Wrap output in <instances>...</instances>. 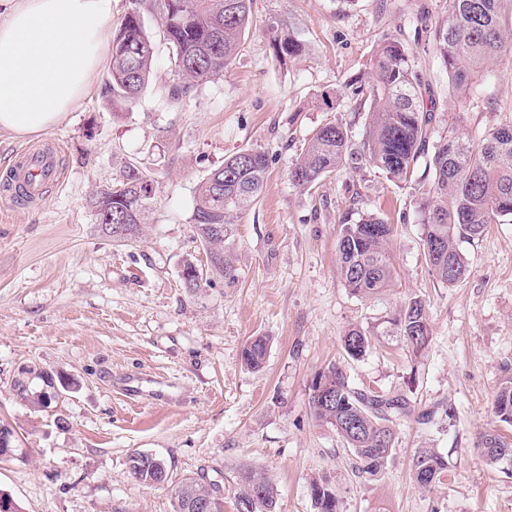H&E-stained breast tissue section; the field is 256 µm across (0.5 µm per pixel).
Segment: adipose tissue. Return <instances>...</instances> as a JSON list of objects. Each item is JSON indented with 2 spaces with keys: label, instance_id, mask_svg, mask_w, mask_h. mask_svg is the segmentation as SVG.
I'll use <instances>...</instances> for the list:
<instances>
[{
  "label": "adipose tissue",
  "instance_id": "obj_1",
  "mask_svg": "<svg viewBox=\"0 0 512 512\" xmlns=\"http://www.w3.org/2000/svg\"><path fill=\"white\" fill-rule=\"evenodd\" d=\"M112 0H0V129L48 130L89 91Z\"/></svg>",
  "mask_w": 512,
  "mask_h": 512
}]
</instances>
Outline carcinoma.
<instances>
[{
	"instance_id": "1",
	"label": "carcinoma",
	"mask_w": 512,
	"mask_h": 512,
	"mask_svg": "<svg viewBox=\"0 0 512 512\" xmlns=\"http://www.w3.org/2000/svg\"><path fill=\"white\" fill-rule=\"evenodd\" d=\"M501 0H451L446 22L428 32V41L442 60L448 76V93L460 104L476 96L490 67L512 55V34L499 21ZM253 0H156L163 34L175 52V65L184 82L173 87L179 97L196 84L210 81L231 68L241 50L252 19ZM140 0L112 33V51L105 89L112 98L132 101L139 97L152 74L155 43L140 15ZM278 60L300 56L302 43L283 24H269ZM350 101L369 104V121L362 141L354 143L341 124L316 127L293 163L294 185L311 189L329 175L353 164H367L388 177L414 186L423 224V249L433 275L453 286L468 272V259L459 242L480 238L488 225L512 215V124L493 127L477 138L458 134L448 125V135L433 140L438 102L423 96L414 56L397 38L379 40L368 81L351 88ZM269 168L266 153L244 149L224 159V165L204 175L196 184L191 224L206 255V264L192 259L185 265L200 281L183 284L191 293L217 279L233 280L236 269L226 255L231 226L259 201ZM155 199L153 179L141 172L134 180L128 170L112 184L96 189L89 205L94 213L112 211V227L103 233L115 243L132 245L142 237ZM394 225L367 213L352 223H342L337 242L338 263L345 285L355 295L374 296L388 288L393 278L390 243ZM396 335L409 353L420 356L432 339L425 303L418 297L405 301L392 319ZM269 344L254 336L243 347L241 361L252 371L262 367ZM370 346V333L359 326L343 336L346 355L358 360ZM335 391L330 401L308 394L313 417L332 426L355 461V471L366 480L382 472L395 448L396 421L417 414L424 424L433 422L438 408L415 412L404 396L366 392L350 385L336 364L319 372ZM14 391L24 400L45 405L56 394L33 392L23 383ZM494 413L512 426V381L503 384L494 400ZM489 465L512 462V441L495 429L479 441ZM415 482L432 490L443 484L448 471L445 457L434 448H419L411 460ZM235 512L250 503V512H278L277 489L261 468L245 463L236 475ZM209 486L202 478H185L175 488L177 507L191 497L204 498ZM317 512H337V499L328 483L312 486Z\"/></svg>"
}]
</instances>
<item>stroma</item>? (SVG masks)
Returning <instances> with one entry per match:
<instances>
[{
  "label": "stroma",
  "mask_w": 512,
  "mask_h": 512,
  "mask_svg": "<svg viewBox=\"0 0 512 512\" xmlns=\"http://www.w3.org/2000/svg\"><path fill=\"white\" fill-rule=\"evenodd\" d=\"M449 8L450 0H254L235 64L175 99L173 50L154 0H143L156 53L135 102L106 95L102 63L57 125L24 138L0 130V422L16 435L0 460V491L21 512H175V483L197 476L218 484L224 512H234L245 462L273 479L278 512H315L316 480L332 486L339 512H512V463L487 466L477 448L497 424L496 393L512 379V217L461 243L469 270L449 287L425 261L409 187L367 166L309 191L289 178L315 127L338 122L361 141L368 112L349 104L345 85L369 78L387 33L414 54L441 104L436 134L452 116L473 136L512 123V58L493 66L483 103L463 111L441 60L417 39ZM273 16L302 41L299 58L275 60ZM47 139L62 182L39 201L10 200L1 187L19 152ZM244 148L265 152L269 169L257 205L233 227L236 278L189 294L181 266L204 255L191 228L195 185ZM129 163L152 177L156 204L145 237L125 247L102 233L87 199ZM366 212L397 227L394 283L371 298L353 295L337 264L343 218ZM410 296L423 299L432 327L415 359L388 323ZM355 325L372 334L358 360L342 348ZM256 335L271 344L253 372L241 350ZM332 363L356 388L406 397L419 410L449 406L455 416L398 421L383 472L364 480L335 430L308 409L311 381ZM40 372L68 385L45 408L13 389ZM424 447L448 461L432 491L410 471ZM135 451L163 459L169 483L132 478Z\"/></svg>",
  "instance_id": "1"
}]
</instances>
